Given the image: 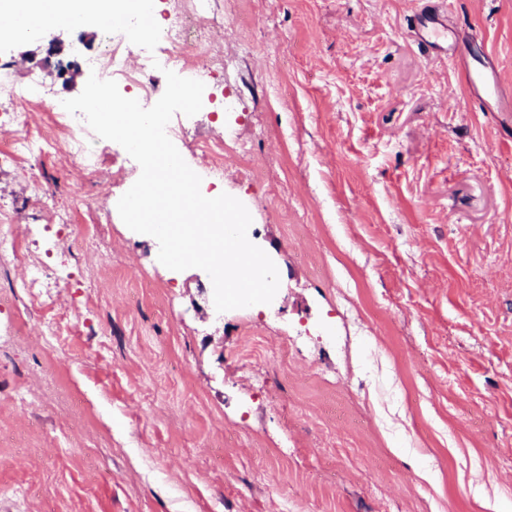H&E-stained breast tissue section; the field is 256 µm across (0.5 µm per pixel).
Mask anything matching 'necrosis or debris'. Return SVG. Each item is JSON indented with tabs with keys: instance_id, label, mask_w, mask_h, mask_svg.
<instances>
[{
	"instance_id": "4bbe7bcc",
	"label": "necrosis or debris",
	"mask_w": 512,
	"mask_h": 512,
	"mask_svg": "<svg viewBox=\"0 0 512 512\" xmlns=\"http://www.w3.org/2000/svg\"><path fill=\"white\" fill-rule=\"evenodd\" d=\"M211 0H172L163 24L149 39L130 45L124 31L105 27L101 44L86 61L88 69L117 84L136 87L139 101L149 100L154 92L149 75L155 66L189 72L192 79L211 83L224 66L223 55L213 48L210 23ZM16 64L0 59V165L16 164L22 155L50 151L64 153L78 172L99 174L106 145L96 137L82 115L70 114L53 100L41 81L33 79L19 86L11 78ZM47 106L48 126L34 124L32 108ZM21 219L8 213L0 217V261L24 267L20 286L30 301H38L36 276L45 265L29 263L19 243Z\"/></svg>"
}]
</instances>
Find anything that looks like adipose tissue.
Returning <instances> with one entry per match:
<instances>
[{
    "instance_id": "1",
    "label": "adipose tissue",
    "mask_w": 512,
    "mask_h": 512,
    "mask_svg": "<svg viewBox=\"0 0 512 512\" xmlns=\"http://www.w3.org/2000/svg\"><path fill=\"white\" fill-rule=\"evenodd\" d=\"M0 18L6 19L14 38L29 40L44 27L76 25L82 18L68 0H0Z\"/></svg>"
}]
</instances>
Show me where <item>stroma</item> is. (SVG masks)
<instances>
[{
    "mask_svg": "<svg viewBox=\"0 0 512 512\" xmlns=\"http://www.w3.org/2000/svg\"><path fill=\"white\" fill-rule=\"evenodd\" d=\"M426 6L214 0L224 69L175 146L202 176L223 140L271 303L217 312L205 271L158 261L115 213L119 144L90 182L54 155L0 167L30 259L69 254L35 304L0 269V512H512V112L422 55ZM100 37L0 58L65 100L89 73L60 64ZM440 37L512 90V0H459ZM36 184L111 223L59 232Z\"/></svg>",
    "mask_w": 512,
    "mask_h": 512,
    "instance_id": "obj_1",
    "label": "stroma"
}]
</instances>
